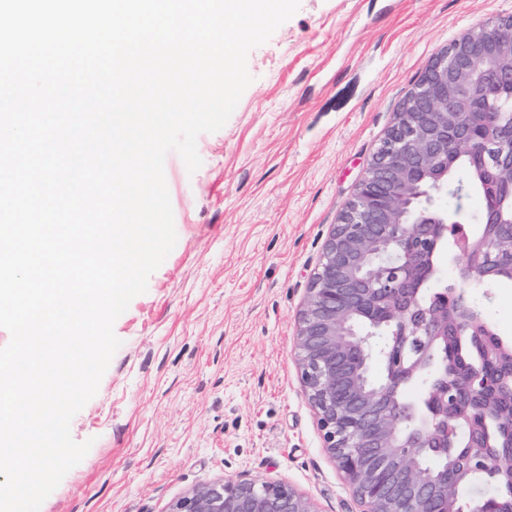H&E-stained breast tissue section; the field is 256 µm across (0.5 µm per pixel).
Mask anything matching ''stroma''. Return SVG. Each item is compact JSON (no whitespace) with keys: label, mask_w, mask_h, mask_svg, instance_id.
Segmentation results:
<instances>
[{"label":"stroma","mask_w":512,"mask_h":512,"mask_svg":"<svg viewBox=\"0 0 512 512\" xmlns=\"http://www.w3.org/2000/svg\"><path fill=\"white\" fill-rule=\"evenodd\" d=\"M512 0H300L188 173L164 175L177 242L114 323L121 346L74 416L84 459L40 512H169L218 480L273 478L360 512L323 446L294 337L330 227L429 60ZM512 343V281L484 289Z\"/></svg>","instance_id":"obj_1"}]
</instances>
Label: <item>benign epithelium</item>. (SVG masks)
Returning <instances> with one entry per match:
<instances>
[{
    "mask_svg": "<svg viewBox=\"0 0 512 512\" xmlns=\"http://www.w3.org/2000/svg\"><path fill=\"white\" fill-rule=\"evenodd\" d=\"M512 99V17H493L437 54L405 97L353 199L332 225L295 336L297 366L324 448L362 512H512V496H480L491 472L512 483V408L481 359L490 331L462 288H439L435 255L463 281L512 278V120L487 111ZM465 158L484 196L490 244L469 235L435 195ZM395 325L390 344L377 338ZM383 375H370L373 361ZM421 379L418 402L402 388ZM499 424L503 451L477 425ZM170 512H317L278 479L216 481Z\"/></svg>",
    "mask_w": 512,
    "mask_h": 512,
    "instance_id": "1",
    "label": "benign epithelium"
}]
</instances>
